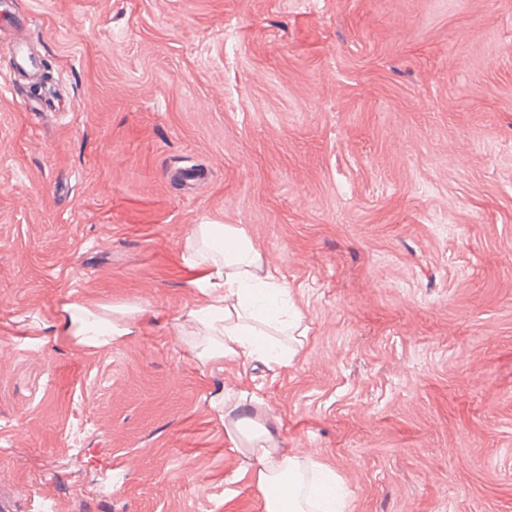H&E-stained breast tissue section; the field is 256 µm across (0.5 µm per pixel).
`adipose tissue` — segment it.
<instances>
[{"mask_svg":"<svg viewBox=\"0 0 512 512\" xmlns=\"http://www.w3.org/2000/svg\"><path fill=\"white\" fill-rule=\"evenodd\" d=\"M186 252L195 267V283L206 292L204 306L189 309L180 329L197 358L204 363L234 357L245 362L290 363L293 352L285 345L262 338L255 326L261 302L286 295L283 283L259 275L261 257L247 235L229 224L196 225L187 238ZM135 308L103 305L90 309L64 303L56 325L79 348L110 345L113 337L130 334ZM276 424H256L244 419L231 422L226 436L233 443H247L253 482L264 497L267 512H345L334 471L320 467L317 477L305 480V464L294 453L278 447ZM287 484L280 498L270 491Z\"/></svg>","mask_w":512,"mask_h":512,"instance_id":"1","label":"adipose tissue"}]
</instances>
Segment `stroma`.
Masks as SVG:
<instances>
[{
	"instance_id": "35a3bbf8",
	"label": "stroma",
	"mask_w": 512,
	"mask_h": 512,
	"mask_svg": "<svg viewBox=\"0 0 512 512\" xmlns=\"http://www.w3.org/2000/svg\"><path fill=\"white\" fill-rule=\"evenodd\" d=\"M0 31V479L12 512H266L262 399L348 512H512V0H15ZM288 289L286 365L201 363L198 224ZM65 302L138 306L82 350ZM0 17H5L15 33L8 66L9 82L13 83L18 76L33 77L38 73L39 68L37 57L26 32L28 19L17 12L14 0L0 1Z\"/></svg>"
}]
</instances>
